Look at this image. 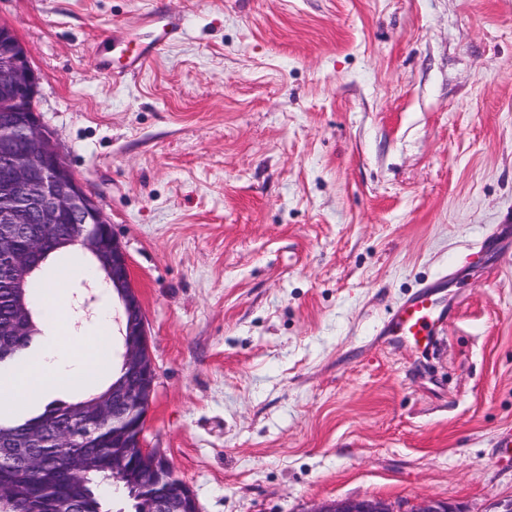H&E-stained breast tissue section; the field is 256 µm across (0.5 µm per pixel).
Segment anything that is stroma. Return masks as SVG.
I'll list each match as a JSON object with an SVG mask.
<instances>
[{
	"label": "stroma",
	"instance_id": "stroma-1",
	"mask_svg": "<svg viewBox=\"0 0 512 512\" xmlns=\"http://www.w3.org/2000/svg\"><path fill=\"white\" fill-rule=\"evenodd\" d=\"M183 34L115 81L93 54ZM127 253L199 512L512 496V0H0ZM427 284L444 327L380 329ZM154 16H143L138 19L134 24H128L120 26L118 30L112 34V30L103 38L100 43V47L103 44H109L112 49L117 40L124 43L125 45L134 44V49L128 54H122L121 58H124V62L120 67H115L114 60L112 58V50L110 52H103L101 48L98 53V67L99 70L106 76L117 79L124 77L125 75L134 73L142 69L151 59V57L161 50L162 46L168 42L175 41L182 34V25L177 20H168L166 23L161 25L162 36L160 42L153 46L141 47L137 42V30L141 27L156 25L162 23L157 20Z\"/></svg>",
	"mask_w": 512,
	"mask_h": 512
}]
</instances>
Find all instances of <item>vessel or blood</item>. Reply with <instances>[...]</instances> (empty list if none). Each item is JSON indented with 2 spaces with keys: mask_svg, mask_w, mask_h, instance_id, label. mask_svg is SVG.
<instances>
[{
  "mask_svg": "<svg viewBox=\"0 0 512 512\" xmlns=\"http://www.w3.org/2000/svg\"><path fill=\"white\" fill-rule=\"evenodd\" d=\"M158 23L156 17L144 16L137 23L120 26L118 30L107 34L106 44L118 42L130 45L131 51L125 54L122 64H115L111 53L99 52L98 67L106 76L117 79L142 69L154 55L155 50L150 46H138V28ZM161 24V23H158ZM162 42L168 43L178 39L182 33L179 21L170 20L161 24ZM440 320L435 315V302L428 290H420L408 298L396 309L382 328L383 334L399 336L413 343H421L435 335Z\"/></svg>",
  "mask_w": 512,
  "mask_h": 512,
  "instance_id": "vessel-or-blood-1",
  "label": "vessel or blood"
}]
</instances>
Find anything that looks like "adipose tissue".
<instances>
[{
	"mask_svg": "<svg viewBox=\"0 0 512 512\" xmlns=\"http://www.w3.org/2000/svg\"><path fill=\"white\" fill-rule=\"evenodd\" d=\"M41 304L44 329L41 352L33 357L30 371L0 375V405L11 407L27 398L31 392L29 383L34 379L41 380L45 399H53L54 387L60 379L81 377L99 367V352L105 346L102 333L111 324V309L100 312L96 332L72 335L68 332L65 289L47 283Z\"/></svg>",
	"mask_w": 512,
	"mask_h": 512,
	"instance_id": "ef3b65f1",
	"label": "adipose tissue"
}]
</instances>
